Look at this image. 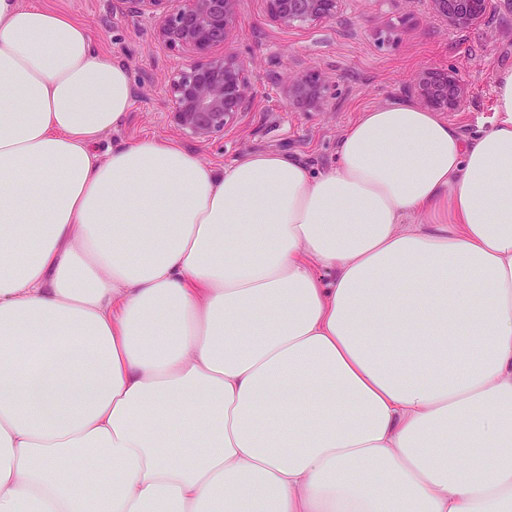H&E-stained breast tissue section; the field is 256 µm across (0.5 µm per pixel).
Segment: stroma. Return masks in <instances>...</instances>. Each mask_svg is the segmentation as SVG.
I'll list each match as a JSON object with an SVG mask.
<instances>
[{"label":"stroma","mask_w":512,"mask_h":512,"mask_svg":"<svg viewBox=\"0 0 512 512\" xmlns=\"http://www.w3.org/2000/svg\"><path fill=\"white\" fill-rule=\"evenodd\" d=\"M37 2L70 14L90 32L99 53L129 69L132 107L121 127L101 140L103 153L152 137L180 144L217 168L253 152L275 151L321 170L335 165L338 143L361 112L407 102L406 87L428 67L451 68L467 81L468 109L442 118L464 137L478 135L494 117L497 73L512 68V19L506 17L456 29L416 0H345L336 19L284 29L268 20L264 0H240L230 47L251 60L257 104L223 138L200 144L167 122L169 78L190 57L158 41L153 20L130 22L115 0ZM300 67L327 76L328 111L287 106L279 81Z\"/></svg>","instance_id":"35a3bbf8"}]
</instances>
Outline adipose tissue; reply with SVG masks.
Returning a JSON list of instances; mask_svg holds the SVG:
<instances>
[{
  "label": "adipose tissue",
  "instance_id": "adipose-tissue-1",
  "mask_svg": "<svg viewBox=\"0 0 512 512\" xmlns=\"http://www.w3.org/2000/svg\"><path fill=\"white\" fill-rule=\"evenodd\" d=\"M494 103L364 111L316 175L102 156L128 68L0 0V512H512V70Z\"/></svg>",
  "mask_w": 512,
  "mask_h": 512
}]
</instances>
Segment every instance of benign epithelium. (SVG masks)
Listing matches in <instances>:
<instances>
[{
    "label": "benign epithelium",
    "instance_id": "obj_1",
    "mask_svg": "<svg viewBox=\"0 0 512 512\" xmlns=\"http://www.w3.org/2000/svg\"><path fill=\"white\" fill-rule=\"evenodd\" d=\"M129 18L156 21V38L178 47L191 63L170 81L167 119L186 138L207 143L254 111L258 91L250 60L225 44L238 24L239 0H117ZM344 0H264L267 18L282 28L311 26L336 17ZM431 12L455 28L477 26L512 0H427ZM287 106L324 112L329 82L317 68H300L281 81ZM415 104L436 112H461L468 87L453 70L427 68L408 86Z\"/></svg>",
    "mask_w": 512,
    "mask_h": 512
}]
</instances>
